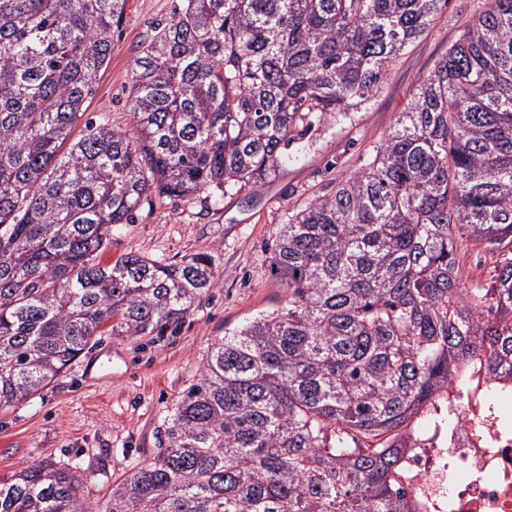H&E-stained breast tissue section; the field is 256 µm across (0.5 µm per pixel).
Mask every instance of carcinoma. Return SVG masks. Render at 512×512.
I'll use <instances>...</instances> for the list:
<instances>
[{
	"instance_id": "cac0c4a2",
	"label": "carcinoma",
	"mask_w": 512,
	"mask_h": 512,
	"mask_svg": "<svg viewBox=\"0 0 512 512\" xmlns=\"http://www.w3.org/2000/svg\"><path fill=\"white\" fill-rule=\"evenodd\" d=\"M126 3L0 0L1 409L215 287L203 254L102 261L112 225L154 192L269 182L310 114L357 108L447 0H183L134 60V136L83 120ZM463 238L496 255L489 285L460 286ZM270 259L288 306L212 347L151 460L93 507L83 472L35 462L0 476V512H405L395 432L461 356L512 368V0H486Z\"/></svg>"
}]
</instances>
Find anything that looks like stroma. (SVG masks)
<instances>
[{
	"label": "stroma",
	"mask_w": 512,
	"mask_h": 512,
	"mask_svg": "<svg viewBox=\"0 0 512 512\" xmlns=\"http://www.w3.org/2000/svg\"><path fill=\"white\" fill-rule=\"evenodd\" d=\"M179 0H128L112 34V58L86 114L106 112L132 129L127 108L134 60ZM485 0H448L427 31L391 60L386 77L349 117L310 116V145L259 191L211 188L190 200L152 196L132 223L112 227L104 254L136 253L162 263L207 255L216 288L197 298L178 324L152 336H105L67 373L26 401L0 410V474L54 459L84 471L86 501H103L114 481L150 460L167 409L199 381L212 346L263 312L288 303L269 271L271 240L290 215L372 162L376 146L423 80L482 11Z\"/></svg>",
	"instance_id": "35a3bbf8"
}]
</instances>
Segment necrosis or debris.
Returning <instances> with one entry per match:
<instances>
[{
	"label": "necrosis or debris",
	"instance_id": "necrosis-or-debris-1",
	"mask_svg": "<svg viewBox=\"0 0 512 512\" xmlns=\"http://www.w3.org/2000/svg\"><path fill=\"white\" fill-rule=\"evenodd\" d=\"M487 391L512 397V373L489 371L479 359L460 362L452 384L424 409L428 415L450 411L453 421L395 438L405 451L397 480L411 512H512V427L500 415L481 416L477 396ZM452 464L461 474L454 482L448 479Z\"/></svg>",
	"mask_w": 512,
	"mask_h": 512
}]
</instances>
